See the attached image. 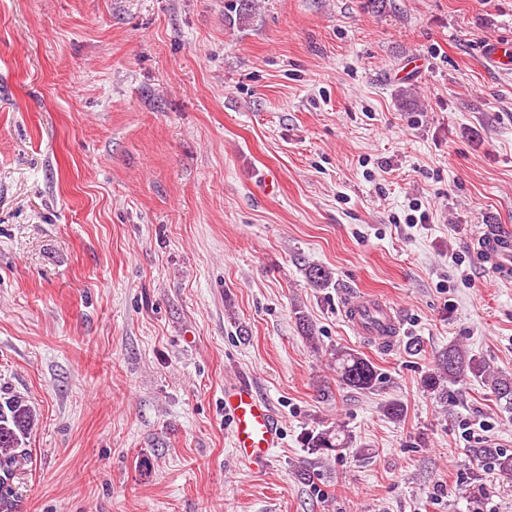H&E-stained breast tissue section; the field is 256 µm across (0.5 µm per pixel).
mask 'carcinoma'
Here are the masks:
<instances>
[{
    "mask_svg": "<svg viewBox=\"0 0 512 512\" xmlns=\"http://www.w3.org/2000/svg\"><path fill=\"white\" fill-rule=\"evenodd\" d=\"M306 275L315 288H327L332 282L331 272L323 267H310ZM334 360L342 385L372 390L380 381L377 368L358 353L338 349ZM470 375L484 380L497 400L512 404V377L491 373L485 361L455 344L437 353L434 368L421 377L420 385L423 392L440 400L445 384L462 382ZM37 421L36 409L24 396H0V512H15L21 475L30 458L25 440ZM352 444L351 435L339 426L307 438V447L322 454H340ZM477 453L488 455L501 474L512 475V453L490 448H479Z\"/></svg>",
    "mask_w": 512,
    "mask_h": 512,
    "instance_id": "obj_1",
    "label": "carcinoma"
}]
</instances>
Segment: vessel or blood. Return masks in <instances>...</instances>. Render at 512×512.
Segmentation results:
<instances>
[{
  "mask_svg": "<svg viewBox=\"0 0 512 512\" xmlns=\"http://www.w3.org/2000/svg\"><path fill=\"white\" fill-rule=\"evenodd\" d=\"M487 59L500 68L512 67V44L492 41L485 47ZM479 263L499 278H512V236L484 233L477 242ZM346 318L364 334L397 331L398 323L384 301L374 299L348 306ZM224 416L231 426L235 455L256 468L265 467L281 441V428L268 402L252 385L238 382L224 388Z\"/></svg>",
  "mask_w": 512,
  "mask_h": 512,
  "instance_id": "obj_1",
  "label": "vessel or blood"
}]
</instances>
